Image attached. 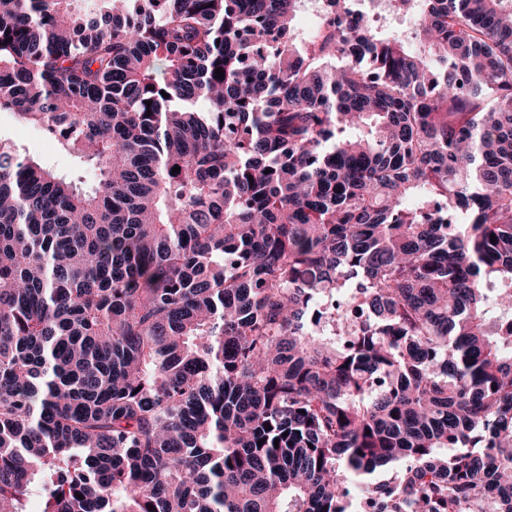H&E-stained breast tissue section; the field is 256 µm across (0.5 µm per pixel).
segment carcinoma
<instances>
[{
  "label": "carcinoma",
  "instance_id": "carcinoma-1",
  "mask_svg": "<svg viewBox=\"0 0 512 512\" xmlns=\"http://www.w3.org/2000/svg\"><path fill=\"white\" fill-rule=\"evenodd\" d=\"M75 2L0 0L75 160L0 140V512H512V7Z\"/></svg>",
  "mask_w": 512,
  "mask_h": 512
}]
</instances>
